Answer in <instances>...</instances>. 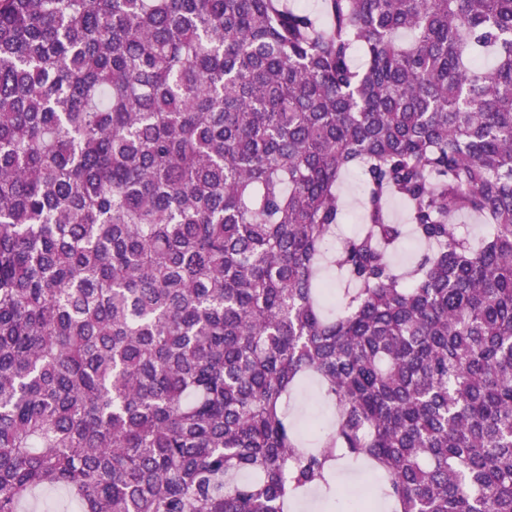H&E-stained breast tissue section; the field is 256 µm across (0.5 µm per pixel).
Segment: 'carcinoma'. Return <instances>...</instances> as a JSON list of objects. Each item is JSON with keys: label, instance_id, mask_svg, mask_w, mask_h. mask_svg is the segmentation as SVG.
Here are the masks:
<instances>
[{"label": "carcinoma", "instance_id": "carcinoma-1", "mask_svg": "<svg viewBox=\"0 0 512 512\" xmlns=\"http://www.w3.org/2000/svg\"><path fill=\"white\" fill-rule=\"evenodd\" d=\"M323 8L0 0V512H512V0ZM340 193L344 196L346 202V219L338 231L341 238L357 231L360 227L362 215L363 194L359 179L354 171L346 173L340 185ZM289 411L295 417L306 446H311V437L305 427L311 419L325 424L335 418V410L324 400L319 383L314 379L306 380L292 395Z\"/></svg>", "mask_w": 512, "mask_h": 512}]
</instances>
